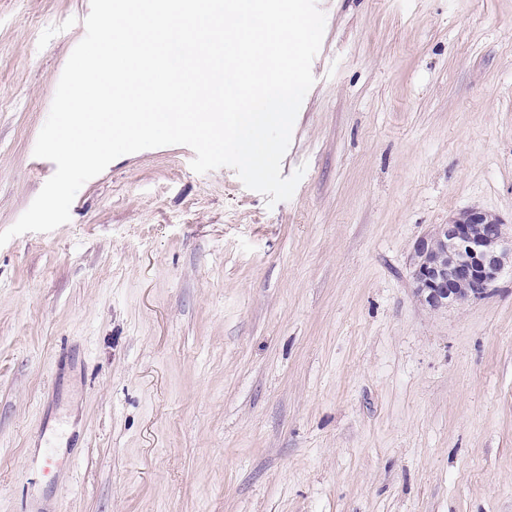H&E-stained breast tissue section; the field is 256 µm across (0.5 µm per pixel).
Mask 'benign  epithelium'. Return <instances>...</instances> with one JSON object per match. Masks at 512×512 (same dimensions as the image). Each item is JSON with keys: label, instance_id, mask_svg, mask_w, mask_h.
I'll return each mask as SVG.
<instances>
[{"label": "benign epithelium", "instance_id": "obj_1", "mask_svg": "<svg viewBox=\"0 0 512 512\" xmlns=\"http://www.w3.org/2000/svg\"><path fill=\"white\" fill-rule=\"evenodd\" d=\"M511 255L508 225L496 215L469 208L416 239L410 277L424 305L443 309L485 298Z\"/></svg>", "mask_w": 512, "mask_h": 512}]
</instances>
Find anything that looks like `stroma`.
Instances as JSON below:
<instances>
[{
	"label": "stroma",
	"mask_w": 512,
	"mask_h": 512,
	"mask_svg": "<svg viewBox=\"0 0 512 512\" xmlns=\"http://www.w3.org/2000/svg\"><path fill=\"white\" fill-rule=\"evenodd\" d=\"M333 3L291 200L164 146L0 246V512H512V262L439 310L408 270L512 225V0ZM89 11L0 0V231Z\"/></svg>",
	"instance_id": "obj_1"
}]
</instances>
